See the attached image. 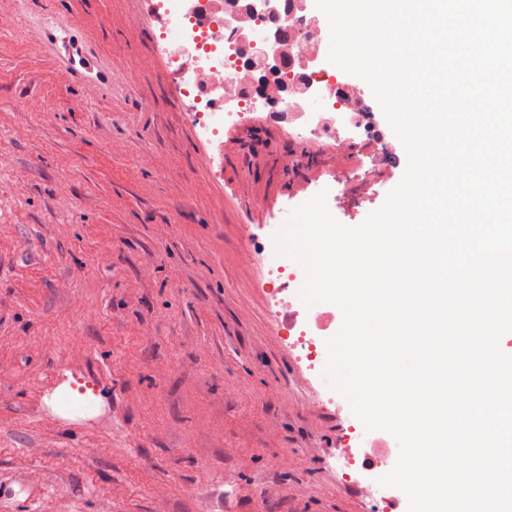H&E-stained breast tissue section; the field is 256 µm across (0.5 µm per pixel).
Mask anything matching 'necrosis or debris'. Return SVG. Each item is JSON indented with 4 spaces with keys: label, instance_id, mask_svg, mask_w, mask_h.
Returning a JSON list of instances; mask_svg holds the SVG:
<instances>
[{
    "label": "necrosis or debris",
    "instance_id": "1",
    "mask_svg": "<svg viewBox=\"0 0 512 512\" xmlns=\"http://www.w3.org/2000/svg\"><path fill=\"white\" fill-rule=\"evenodd\" d=\"M152 18L160 26L159 51L175 65L174 75L193 90L191 116L205 135L220 138L224 128L239 127L249 112L266 109L288 137L298 139L299 150L287 155L286 164L301 167L306 156L331 151H350V128H364L375 146L379 166L367 171L365 182L378 179L379 167L398 163L402 144L374 125L366 102L354 88L336 83V67L328 60L326 16L315 0H155ZM285 55L280 73L282 88L258 95L254 81L264 76L267 56ZM273 253L268 285L281 331L310 369L323 370L326 354L317 307H305L298 293L304 272L294 262L284 263L274 254V241L257 242L245 236L242 262H250L255 250ZM369 432H359L355 446L340 448L345 466H359L356 484L362 495H380V477L395 466L399 451L378 448L370 462H362Z\"/></svg>",
    "mask_w": 512,
    "mask_h": 512
}]
</instances>
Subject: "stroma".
I'll use <instances>...</instances> for the list:
<instances>
[{"mask_svg": "<svg viewBox=\"0 0 512 512\" xmlns=\"http://www.w3.org/2000/svg\"><path fill=\"white\" fill-rule=\"evenodd\" d=\"M143 0H0V484L8 512H375L335 458L361 422L281 335L267 256L241 262L364 142L284 184L266 113L214 143L190 125ZM85 38L111 91L35 37ZM150 100L151 109L141 107ZM406 170L384 171L361 224ZM83 384L110 413L47 414ZM317 404H309L310 396ZM289 450V468L276 460Z\"/></svg>", "mask_w": 512, "mask_h": 512, "instance_id": "35a3bbf8", "label": "stroma"}]
</instances>
